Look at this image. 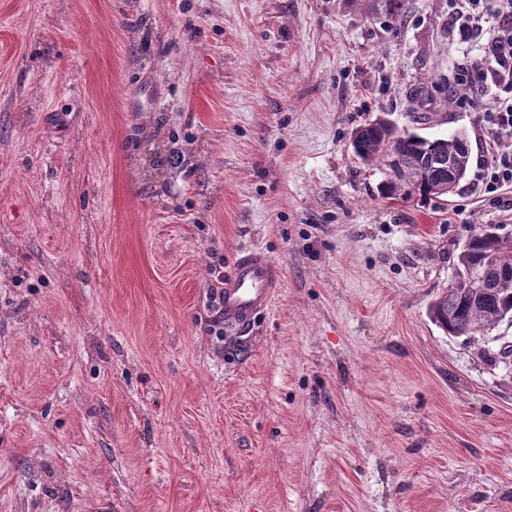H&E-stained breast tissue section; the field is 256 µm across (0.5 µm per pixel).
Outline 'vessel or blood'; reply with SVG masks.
<instances>
[{
	"instance_id": "obj_1",
	"label": "vessel or blood",
	"mask_w": 512,
	"mask_h": 512,
	"mask_svg": "<svg viewBox=\"0 0 512 512\" xmlns=\"http://www.w3.org/2000/svg\"><path fill=\"white\" fill-rule=\"evenodd\" d=\"M281 286L279 267L261 250L244 249L225 276L219 300L224 326L239 330L271 308Z\"/></svg>"
}]
</instances>
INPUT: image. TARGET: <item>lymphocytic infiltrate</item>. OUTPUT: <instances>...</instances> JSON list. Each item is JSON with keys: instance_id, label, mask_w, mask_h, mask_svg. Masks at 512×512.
<instances>
[{"instance_id": "1", "label": "lymphocytic infiltrate", "mask_w": 512, "mask_h": 512, "mask_svg": "<svg viewBox=\"0 0 512 512\" xmlns=\"http://www.w3.org/2000/svg\"><path fill=\"white\" fill-rule=\"evenodd\" d=\"M448 20L460 39L485 37L481 55L459 66L453 85L459 100L471 92L491 100L481 118L488 148L477 164L484 194L494 197L512 186V152L498 147L512 140V0H448Z\"/></svg>"}]
</instances>
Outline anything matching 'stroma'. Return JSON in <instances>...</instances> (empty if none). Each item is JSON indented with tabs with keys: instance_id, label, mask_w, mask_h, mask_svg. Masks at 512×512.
Here are the masks:
<instances>
[{
	"instance_id": "1",
	"label": "stroma",
	"mask_w": 512,
	"mask_h": 512,
	"mask_svg": "<svg viewBox=\"0 0 512 512\" xmlns=\"http://www.w3.org/2000/svg\"><path fill=\"white\" fill-rule=\"evenodd\" d=\"M448 0H0V512H512V323L428 316L512 192L386 199L353 128L486 151ZM272 307L225 332L239 250Z\"/></svg>"
}]
</instances>
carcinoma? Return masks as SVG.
Returning <instances> with one entry per match:
<instances>
[{
  "mask_svg": "<svg viewBox=\"0 0 512 512\" xmlns=\"http://www.w3.org/2000/svg\"><path fill=\"white\" fill-rule=\"evenodd\" d=\"M381 8L388 24L398 25L409 12V0H381ZM350 144L365 165L387 168L397 161L381 188L386 198H446L457 191L470 169L469 144L462 134L425 138L402 133L377 118L356 128ZM469 239L470 253H459L457 272L472 257L490 252V261L480 267L485 286L475 291L449 287L429 307L431 320L450 336L484 335L512 318V278L502 277L503 271L512 272V247L496 248L479 231Z\"/></svg>",
  "mask_w": 512,
  "mask_h": 512,
  "instance_id": "1",
  "label": "carcinoma"
}]
</instances>
